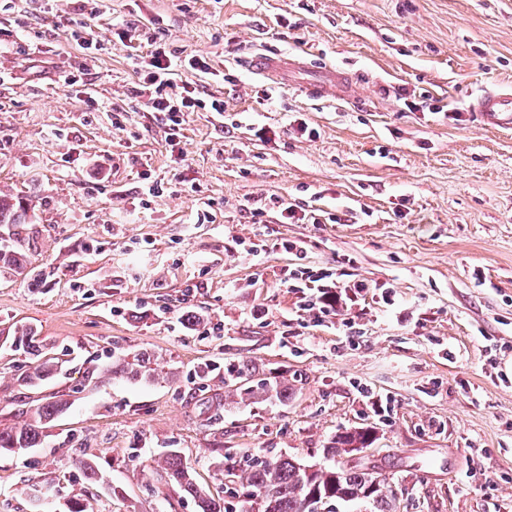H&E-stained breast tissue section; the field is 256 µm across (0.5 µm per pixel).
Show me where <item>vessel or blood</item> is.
<instances>
[{
  "mask_svg": "<svg viewBox=\"0 0 512 512\" xmlns=\"http://www.w3.org/2000/svg\"><path fill=\"white\" fill-rule=\"evenodd\" d=\"M251 69L255 75L280 84L300 81L303 89L318 99L347 102L357 95L356 87L345 72L332 66L310 68L298 53L256 54ZM469 108L481 126L498 131L512 130V89L494 85L483 87L471 98Z\"/></svg>",
  "mask_w": 512,
  "mask_h": 512,
  "instance_id": "b4317fda",
  "label": "vessel or blood"
}]
</instances>
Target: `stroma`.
Segmentation results:
<instances>
[{"label":"stroma","mask_w":512,"mask_h":512,"mask_svg":"<svg viewBox=\"0 0 512 512\" xmlns=\"http://www.w3.org/2000/svg\"><path fill=\"white\" fill-rule=\"evenodd\" d=\"M98 4L91 20L79 0H0V193L28 198L36 241L28 276L0 277V430L42 399L67 404L42 445L0 451V512H197L156 469L168 449L220 494L225 468L319 464L354 427L374 429L365 460L397 512H512V133L468 107L512 84V0ZM86 22L93 52L73 36ZM152 38L223 111L177 128L147 111ZM261 50L339 67L360 95L271 85L250 69ZM300 266L364 288L302 310ZM25 326L67 354L38 387L15 347ZM142 354L154 378L105 375ZM227 363L287 381L288 401L225 400Z\"/></svg>","instance_id":"stroma-1"}]
</instances>
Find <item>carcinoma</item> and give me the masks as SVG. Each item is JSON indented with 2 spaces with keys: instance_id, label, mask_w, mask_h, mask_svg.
<instances>
[{
  "instance_id": "carcinoma-1",
  "label": "carcinoma",
  "mask_w": 512,
  "mask_h": 512,
  "mask_svg": "<svg viewBox=\"0 0 512 512\" xmlns=\"http://www.w3.org/2000/svg\"><path fill=\"white\" fill-rule=\"evenodd\" d=\"M30 207L21 196L0 195V270L7 269L21 275L26 269V253L31 249V238L22 235L21 229L32 223ZM36 332L31 327L19 331L18 342L26 352L41 356L46 347L35 343ZM59 363L46 359L33 371L25 374L32 386L49 378ZM157 371L155 359L149 356L137 358L132 378L147 379ZM253 369L247 365L226 368L224 387L230 396L241 400L261 398L285 401L288 399V383L285 381L263 382L257 386L249 384ZM66 404L59 400H46L32 412L30 420L8 431H0V450L16 452L37 448L42 444L43 429L63 412ZM374 439L368 428H350L335 436L328 447L331 463L317 468L313 473L305 471V465L290 458H254L248 462L241 474L228 469L226 475L241 479L244 509L241 512H307L306 495L331 504L336 501H362L369 512H396L395 499L372 490V483L380 478L375 468L351 464L345 457L353 448H366ZM341 461H336V458ZM157 466L168 480L180 486L198 504L199 512H229L224 498L216 497L196 483L192 470L187 466L178 450L167 451L157 461Z\"/></svg>"
}]
</instances>
